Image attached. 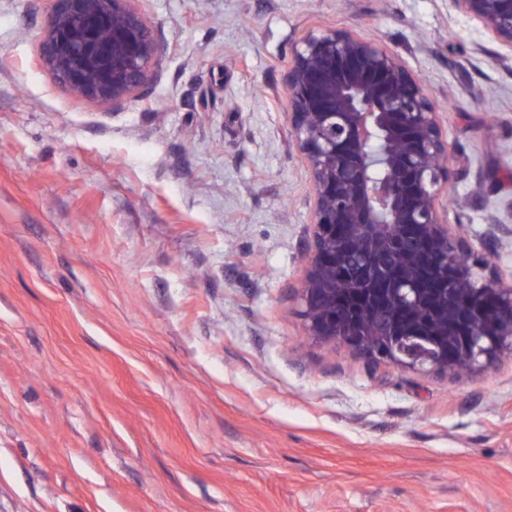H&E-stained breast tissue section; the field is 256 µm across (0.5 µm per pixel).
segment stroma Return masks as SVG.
I'll return each instance as SVG.
<instances>
[{
    "instance_id": "1",
    "label": "stroma",
    "mask_w": 512,
    "mask_h": 512,
    "mask_svg": "<svg viewBox=\"0 0 512 512\" xmlns=\"http://www.w3.org/2000/svg\"><path fill=\"white\" fill-rule=\"evenodd\" d=\"M137 101L43 67L0 0V512H512V359L368 364L307 336L310 173L284 85L345 27L448 129V222L512 225V49L452 0H143Z\"/></svg>"
}]
</instances>
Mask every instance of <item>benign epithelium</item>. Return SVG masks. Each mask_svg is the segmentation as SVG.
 I'll return each mask as SVG.
<instances>
[{"instance_id":"benign-epithelium-1","label":"benign epithelium","mask_w":512,"mask_h":512,"mask_svg":"<svg viewBox=\"0 0 512 512\" xmlns=\"http://www.w3.org/2000/svg\"><path fill=\"white\" fill-rule=\"evenodd\" d=\"M42 65L74 99L137 96L160 44L139 0H47ZM512 46V0H453ZM292 143L313 187L308 335L369 362L480 374L512 355V284L461 231L443 197L448 129L395 52L348 28L309 32L286 76Z\"/></svg>"}]
</instances>
